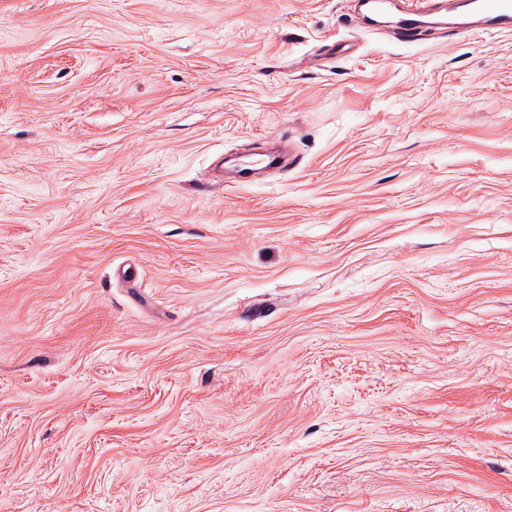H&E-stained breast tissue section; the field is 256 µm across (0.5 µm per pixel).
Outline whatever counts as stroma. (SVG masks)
<instances>
[{
	"label": "stroma",
	"mask_w": 512,
	"mask_h": 512,
	"mask_svg": "<svg viewBox=\"0 0 512 512\" xmlns=\"http://www.w3.org/2000/svg\"><path fill=\"white\" fill-rule=\"evenodd\" d=\"M0 512H512V32L0 0Z\"/></svg>",
	"instance_id": "obj_1"
}]
</instances>
